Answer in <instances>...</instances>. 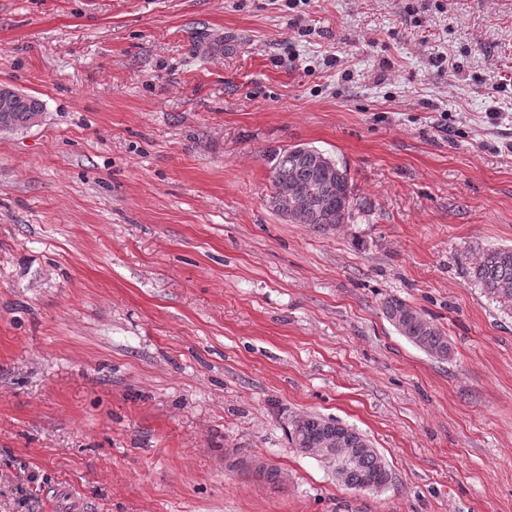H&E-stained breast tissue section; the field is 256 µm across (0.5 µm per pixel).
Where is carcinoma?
<instances>
[{
    "instance_id": "1",
    "label": "carcinoma",
    "mask_w": 512,
    "mask_h": 512,
    "mask_svg": "<svg viewBox=\"0 0 512 512\" xmlns=\"http://www.w3.org/2000/svg\"><path fill=\"white\" fill-rule=\"evenodd\" d=\"M42 103L7 85L0 86V126L11 131L27 129L41 117ZM311 151L295 146L268 156L273 193L271 206L294 224H306L326 234L354 215L353 185L348 170L336 163L314 168L305 157ZM288 188L311 198L312 206L300 212L280 206V190ZM472 274L487 295L512 305V246L488 248L472 268ZM383 312L392 326L428 355L445 360L451 346L442 330L405 300L390 297ZM291 443L300 452L313 455L336 481L349 489L374 491L391 481L390 471L372 442L361 432L338 420L308 414L291 425Z\"/></svg>"
}]
</instances>
